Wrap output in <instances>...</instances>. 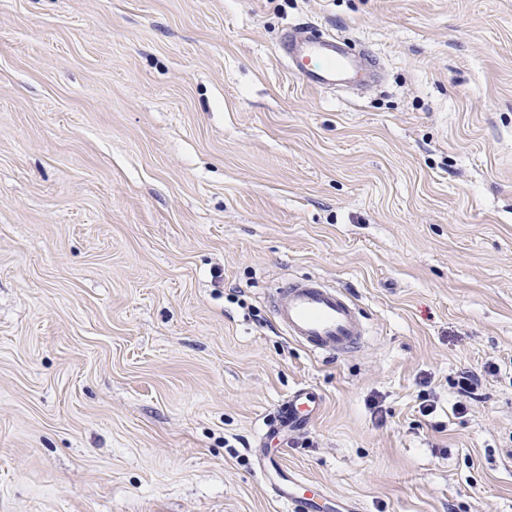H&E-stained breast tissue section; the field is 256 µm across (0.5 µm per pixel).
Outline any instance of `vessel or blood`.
Wrapping results in <instances>:
<instances>
[{
	"label": "vessel or blood",
	"instance_id": "vessel-or-blood-1",
	"mask_svg": "<svg viewBox=\"0 0 512 512\" xmlns=\"http://www.w3.org/2000/svg\"><path fill=\"white\" fill-rule=\"evenodd\" d=\"M281 55L309 87L332 89L353 72V61L336 37L315 39L303 29L289 27L280 37ZM276 324L294 341L315 353L341 357L357 351L367 333L354 300L320 279L286 280L271 301ZM320 410V398L310 388L295 390L266 425L269 436H287L309 425ZM260 469L274 498L289 512H324V494L306 488L300 475L280 460L261 458Z\"/></svg>",
	"mask_w": 512,
	"mask_h": 512
}]
</instances>
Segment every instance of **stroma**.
<instances>
[{"instance_id":"stroma-1","label":"stroma","mask_w":512,"mask_h":512,"mask_svg":"<svg viewBox=\"0 0 512 512\" xmlns=\"http://www.w3.org/2000/svg\"><path fill=\"white\" fill-rule=\"evenodd\" d=\"M293 24L379 77L303 85ZM308 276L360 350L276 325ZM299 386L327 495L512 512V0H0V512H287ZM271 307L284 333L312 352L338 358L357 351L364 343L367 329L354 300L320 279L281 282ZM319 410L320 397L310 388H298L284 401L277 415L267 423V434L272 437H288V433L309 425Z\"/></svg>"}]
</instances>
